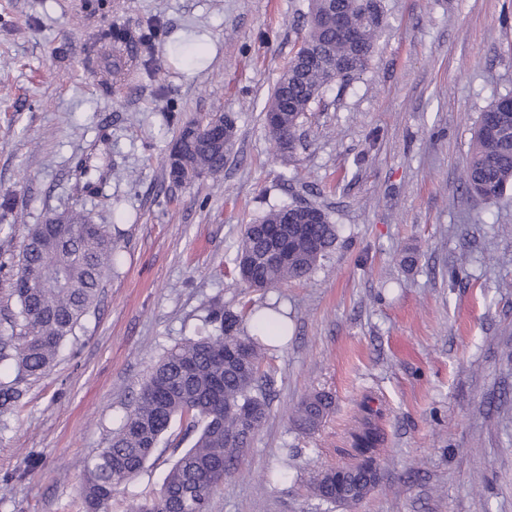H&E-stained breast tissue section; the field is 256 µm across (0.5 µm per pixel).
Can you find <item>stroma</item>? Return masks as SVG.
I'll return each instance as SVG.
<instances>
[{
    "label": "stroma",
    "instance_id": "stroma-1",
    "mask_svg": "<svg viewBox=\"0 0 512 512\" xmlns=\"http://www.w3.org/2000/svg\"><path fill=\"white\" fill-rule=\"evenodd\" d=\"M384 7L367 70L326 89L285 154L263 108L307 0H0V307L27 225L83 209L120 244L95 309L6 417L0 512H74L86 460L216 301L245 336L278 303L290 332L263 359L268 418L209 512H338L309 486L359 462L367 406L382 480L349 512H512V189L483 203L462 182L481 113L512 94V0ZM217 112L236 129L223 172L172 183L181 128ZM296 203L329 214L335 246L304 280L245 287L243 226ZM315 391L334 411L305 434L292 414Z\"/></svg>",
    "mask_w": 512,
    "mask_h": 512
}]
</instances>
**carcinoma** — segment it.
<instances>
[{
    "mask_svg": "<svg viewBox=\"0 0 512 512\" xmlns=\"http://www.w3.org/2000/svg\"><path fill=\"white\" fill-rule=\"evenodd\" d=\"M382 0H309L306 32L298 51L284 69L264 107L284 114L282 125L268 130L271 140L290 151L307 112L333 83L347 84L366 69L380 38ZM512 113V96L495 99L482 112L463 170L467 192L485 202L512 187V132L495 130L492 122ZM206 123L224 127L226 148L196 140L183 152L169 155L168 175L178 172L191 181L224 169L235 139L234 120L211 115ZM298 223L288 229V261L267 263L270 248L262 227L281 223L284 207L273 208L245 225L236 253L242 281L257 290L276 288L308 277L336 243L337 228L319 207L318 221L305 224L304 208L294 205ZM57 224H33L19 254L11 288L15 307L0 311V414L22 403L28 385L53 368L66 340L95 307L103 277L118 259L112 233L83 212L58 215ZM259 317L265 336L288 333L277 306ZM194 336L167 351L141 384L134 407L113 432L107 447L90 457L80 480L79 512H109L121 493L128 512H208L223 482L220 471L248 447L268 416V379L261 366V343L240 334V318L215 303L200 318ZM253 418L241 426L244 409ZM332 396L316 392L297 404L294 422L305 433L317 431L331 413ZM180 431H172L174 422ZM189 435L195 442L180 452L160 492L143 498L130 489L160 443ZM378 433L371 421L355 436L362 461L321 470L311 487L327 505L355 506L377 486L371 456Z\"/></svg>",
    "mask_w": 512,
    "mask_h": 512,
    "instance_id": "obj_1",
    "label": "carcinoma"
}]
</instances>
